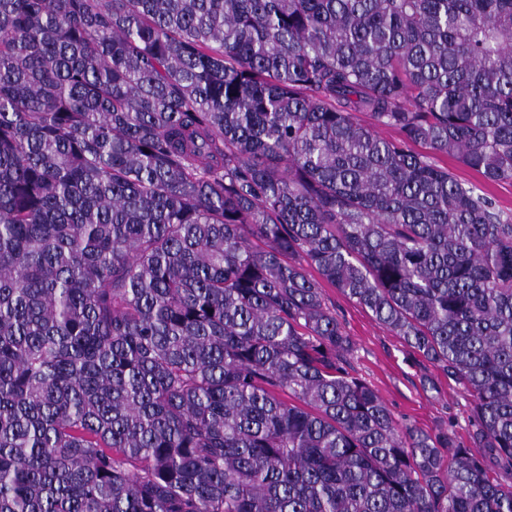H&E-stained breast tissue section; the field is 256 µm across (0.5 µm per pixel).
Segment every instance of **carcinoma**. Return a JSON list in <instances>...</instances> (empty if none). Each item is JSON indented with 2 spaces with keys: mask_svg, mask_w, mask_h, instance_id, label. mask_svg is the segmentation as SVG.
<instances>
[{
  "mask_svg": "<svg viewBox=\"0 0 512 512\" xmlns=\"http://www.w3.org/2000/svg\"><path fill=\"white\" fill-rule=\"evenodd\" d=\"M437 153L512 182V0H0V512H512V219ZM321 282L327 304L353 341L347 370L377 392L400 425L431 434L448 431L457 442L471 446L475 427L470 393L439 365L409 351L371 312Z\"/></svg>",
  "mask_w": 512,
  "mask_h": 512,
  "instance_id": "obj_1",
  "label": "carcinoma"
}]
</instances>
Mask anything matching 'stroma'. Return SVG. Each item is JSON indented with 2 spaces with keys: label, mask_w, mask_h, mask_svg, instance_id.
Instances as JSON below:
<instances>
[{
  "label": "stroma",
  "mask_w": 512,
  "mask_h": 512,
  "mask_svg": "<svg viewBox=\"0 0 512 512\" xmlns=\"http://www.w3.org/2000/svg\"><path fill=\"white\" fill-rule=\"evenodd\" d=\"M324 296L353 341L347 370L377 392L394 419L432 434L446 431L457 442L472 445L470 393L439 365L409 351L371 312L336 288L325 286Z\"/></svg>",
  "instance_id": "1"
}]
</instances>
